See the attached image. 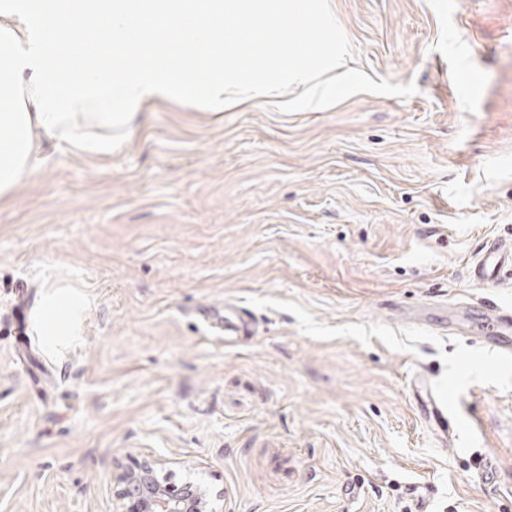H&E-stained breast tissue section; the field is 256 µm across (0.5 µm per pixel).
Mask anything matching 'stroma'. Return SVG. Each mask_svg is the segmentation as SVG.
Here are the masks:
<instances>
[{
  "label": "stroma",
  "mask_w": 512,
  "mask_h": 512,
  "mask_svg": "<svg viewBox=\"0 0 512 512\" xmlns=\"http://www.w3.org/2000/svg\"><path fill=\"white\" fill-rule=\"evenodd\" d=\"M320 2L346 93L152 103L0 202V512H113L147 458L221 512H407L419 482L428 512H512V361L406 317L512 306V271L468 278L512 241V0ZM52 285L87 299L56 354L17 326ZM228 305L256 321L231 346ZM512 267V244L491 243L481 251V255L469 267V279L483 288L498 285L499 271ZM414 385L422 396H425L426 408L428 410L429 420L434 424L444 436H447L449 429L456 426L448 405L434 388L429 378L418 375L414 378Z\"/></svg>",
  "instance_id": "stroma-1"
}]
</instances>
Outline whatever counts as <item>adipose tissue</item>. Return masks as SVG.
<instances>
[{
    "label": "adipose tissue",
    "instance_id": "obj_1",
    "mask_svg": "<svg viewBox=\"0 0 512 512\" xmlns=\"http://www.w3.org/2000/svg\"><path fill=\"white\" fill-rule=\"evenodd\" d=\"M228 17L248 21L255 39L320 28L315 0H0V200L36 173L45 143L107 156L136 127L145 103L189 98L204 82L206 107L229 95L267 97L273 86L343 66L324 49L317 66L280 52L244 57L214 51ZM105 49L99 60L82 35ZM85 308L70 288L42 297L35 324L47 346L74 335Z\"/></svg>",
    "mask_w": 512,
    "mask_h": 512
}]
</instances>
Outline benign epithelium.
<instances>
[{
    "label": "benign epithelium",
    "mask_w": 512,
    "mask_h": 512,
    "mask_svg": "<svg viewBox=\"0 0 512 512\" xmlns=\"http://www.w3.org/2000/svg\"><path fill=\"white\" fill-rule=\"evenodd\" d=\"M164 468L160 459H147L133 468L114 467L118 501L137 500L139 512H219L201 481L189 478L174 491L166 483Z\"/></svg>",
    "instance_id": "1"
}]
</instances>
